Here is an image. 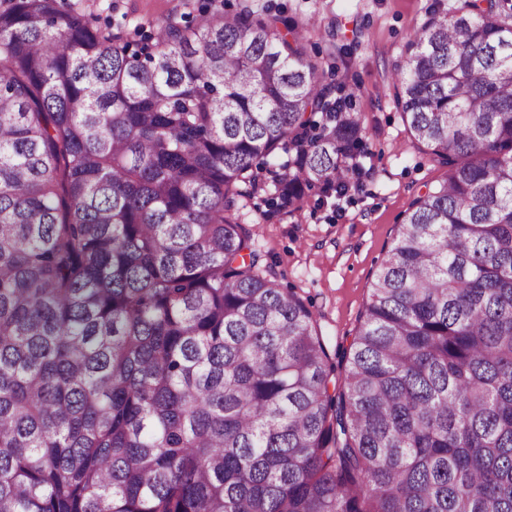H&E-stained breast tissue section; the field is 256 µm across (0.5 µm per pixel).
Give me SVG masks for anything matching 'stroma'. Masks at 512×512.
<instances>
[{
	"mask_svg": "<svg viewBox=\"0 0 512 512\" xmlns=\"http://www.w3.org/2000/svg\"><path fill=\"white\" fill-rule=\"evenodd\" d=\"M431 0H84L87 9L126 34L170 18L196 27L214 10L243 7L315 26L308 51L326 77L352 91L367 132L366 171L359 192L262 218L252 201L243 211L256 222L254 247L272 264L281 287L309 306L332 359L349 346L369 300L374 274L412 201L441 183L446 167L417 144L394 103L393 67Z\"/></svg>",
	"mask_w": 512,
	"mask_h": 512,
	"instance_id": "35a3bbf8",
	"label": "stroma"
}]
</instances>
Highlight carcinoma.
<instances>
[{
  "label": "carcinoma",
  "instance_id": "cac0c4a2",
  "mask_svg": "<svg viewBox=\"0 0 512 512\" xmlns=\"http://www.w3.org/2000/svg\"><path fill=\"white\" fill-rule=\"evenodd\" d=\"M308 34L0 5V512H512V0H432L396 65L448 173L339 375L238 207L358 187Z\"/></svg>",
  "mask_w": 512,
  "mask_h": 512
}]
</instances>
